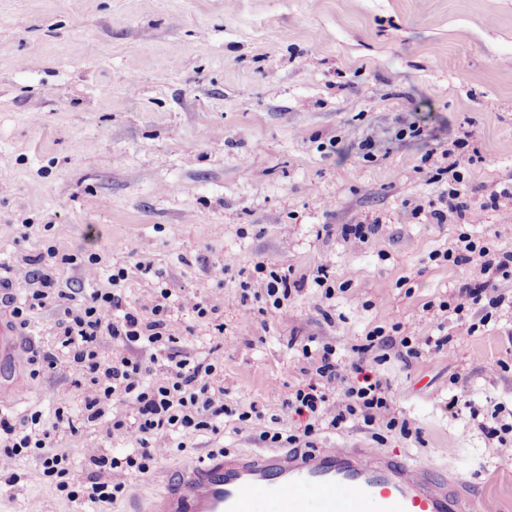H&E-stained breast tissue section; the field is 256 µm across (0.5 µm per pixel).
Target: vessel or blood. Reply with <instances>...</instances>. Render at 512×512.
Returning a JSON list of instances; mask_svg holds the SVG:
<instances>
[{"label": "vessel or blood", "mask_w": 512, "mask_h": 512, "mask_svg": "<svg viewBox=\"0 0 512 512\" xmlns=\"http://www.w3.org/2000/svg\"><path fill=\"white\" fill-rule=\"evenodd\" d=\"M20 335L0 321V357ZM457 480L371 448H273L214 455L180 469L153 512H464Z\"/></svg>", "instance_id": "obj_1"}]
</instances>
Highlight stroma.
I'll return each mask as SVG.
<instances>
[{
  "label": "stroma",
  "mask_w": 512,
  "mask_h": 512,
  "mask_svg": "<svg viewBox=\"0 0 512 512\" xmlns=\"http://www.w3.org/2000/svg\"><path fill=\"white\" fill-rule=\"evenodd\" d=\"M412 125L421 137L399 139ZM459 139L485 158L478 180L512 183V0H0V277L54 244L76 256L53 267L58 288H102L124 267L128 303L160 285L219 303L223 340L179 305L169 320L190 360L222 357L234 410L220 433L171 437L147 474L115 469L124 490L110 503L45 495L38 459L19 457L17 482L0 483V512H140L179 464L266 448V431L301 434L305 418L283 403L311 375L290 336L332 343L348 364L377 326L394 344L375 370L419 436L324 425L314 447L430 464L463 483L472 512H512V455L469 411L446 410L455 396L512 420V281L500 283L508 303L491 321L472 309L479 328L462 345L400 355L403 336L460 332L439 308L473 276L441 257L460 233L512 250V223L492 210L467 225L410 217L441 192L424 181V154ZM364 140L373 160L358 153ZM375 220L384 230L368 242L340 236L341 225ZM227 256L231 268L215 277L213 262ZM268 257L300 275L329 261L341 288L327 300L310 283L270 307L260 278L244 291L239 276ZM61 315L53 304L38 310L15 360L0 359V377L30 383L0 417L47 422L68 399L79 433L60 428L54 445L85 483L90 455L129 453V441L107 434L126 408L86 421L66 353L36 370L34 353L56 349Z\"/></svg>",
  "instance_id": "stroma-1"
}]
</instances>
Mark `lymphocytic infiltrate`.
I'll list each match as a JSON object with an SVG mask.
<instances>
[{"label": "lymphocytic infiltrate", "mask_w": 512, "mask_h": 512, "mask_svg": "<svg viewBox=\"0 0 512 512\" xmlns=\"http://www.w3.org/2000/svg\"><path fill=\"white\" fill-rule=\"evenodd\" d=\"M480 160L479 153L464 149L442 151L439 165L427 172L425 182L434 185L448 177L452 183L430 209L414 208L412 218L428 224H472L479 210L493 209L501 212L505 222L512 223V186L491 187L476 181ZM57 256V250L51 247L31 257L32 275L39 286L23 303L13 307L11 316L24 326L36 310L53 303L62 306L63 316L58 323L60 346L83 376L75 388L87 421L100 419L111 398H119L129 407L132 418L113 419L110 431L128 436L137 447L121 460L104 455L91 457L94 472L89 483L73 485L68 453L53 446L58 425L69 421L68 401L63 398L55 409V425L36 432L30 431L27 423L0 418V431L10 438L0 451V480L13 482L12 460L31 450L41 463L50 491L67 493L74 500L109 503L122 490L121 485L111 482V470L123 466L141 474L149 472L166 450L168 434L187 437L201 430L219 432L229 412L224 405V388L217 380L221 363L216 359L194 363L174 349L175 338L168 325L172 296L169 289H155L147 303L127 307L120 284L127 279L128 272L121 267L109 276L107 287L87 294L67 292L57 288L52 275L40 269L41 264ZM443 257L474 271L473 278L448 300L447 308L458 320L465 321L470 308L476 305L487 313L504 305L505 298L496 283L512 279V251L498 250L463 233ZM255 269L266 276V295L273 307H281L305 286L304 279L296 277L294 267L279 260L258 262ZM106 336L124 345L142 342L168 349L169 369L157 374L150 366L124 356L101 359L97 346ZM301 352L316 379L299 385L284 402L289 411L307 419L302 435L290 436V443L314 436L316 424L322 420L336 429L360 421L408 433L407 423L399 422L391 412L388 386L367 372L362 362L342 365L335 347L327 343L314 348L302 345ZM331 386L340 391L337 399H330L327 393Z\"/></svg>", "instance_id": "lymphocytic-infiltrate-1"}]
</instances>
